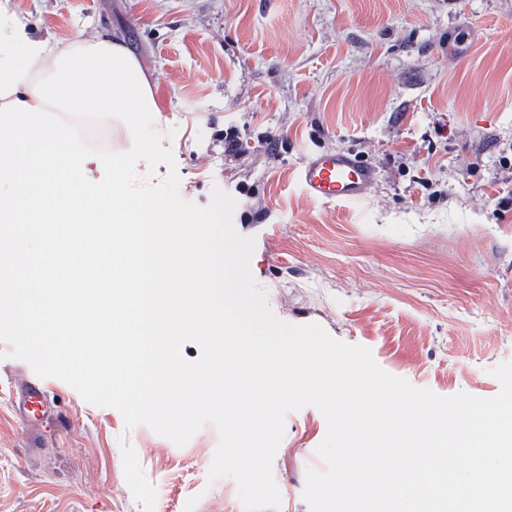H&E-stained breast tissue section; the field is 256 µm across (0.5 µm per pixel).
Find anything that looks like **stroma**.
Wrapping results in <instances>:
<instances>
[{
  "label": "stroma",
  "instance_id": "stroma-1",
  "mask_svg": "<svg viewBox=\"0 0 512 512\" xmlns=\"http://www.w3.org/2000/svg\"><path fill=\"white\" fill-rule=\"evenodd\" d=\"M60 44L97 23L152 70L154 127L179 194L237 201L250 269L274 315L369 348L387 373L441 396L492 398L512 362V0H11ZM483 40L448 54L455 28ZM94 154L127 146L120 117L83 124ZM237 148H229V139ZM316 152L376 171L364 203L309 198ZM181 369L219 352L175 338ZM0 341V512H245L235 480H210L212 424L184 446L37 378ZM45 411L23 415L26 382ZM327 426L289 413L273 462L278 512H309L308 469Z\"/></svg>",
  "mask_w": 512,
  "mask_h": 512
}]
</instances>
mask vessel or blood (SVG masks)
I'll return each mask as SVG.
<instances>
[{
    "instance_id": "vessel-or-blood-1",
    "label": "vessel or blood",
    "mask_w": 512,
    "mask_h": 512,
    "mask_svg": "<svg viewBox=\"0 0 512 512\" xmlns=\"http://www.w3.org/2000/svg\"><path fill=\"white\" fill-rule=\"evenodd\" d=\"M297 179L304 192L318 201L356 204L365 201L376 173L351 154L318 152L304 160Z\"/></svg>"
}]
</instances>
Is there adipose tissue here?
Instances as JSON below:
<instances>
[{"instance_id":"1","label":"adipose tissue","mask_w":512,"mask_h":512,"mask_svg":"<svg viewBox=\"0 0 512 512\" xmlns=\"http://www.w3.org/2000/svg\"><path fill=\"white\" fill-rule=\"evenodd\" d=\"M0 40L24 60L18 68L0 59V183L8 185L0 226L16 240L44 237L47 247L43 256L0 248V288L10 289L16 315L56 351L77 355L86 326L72 313L91 305L123 339L112 372L136 391L139 407L187 387L223 401L241 438L236 453L248 457L260 438L250 421L272 408L269 350L244 342L243 324L220 314L207 241L190 235L181 216L130 196L122 177L127 159L152 151L144 129L157 106L146 71L119 31L101 28L62 47L35 34L7 0ZM56 112L121 114L127 155L107 158L111 181L91 187L80 178L86 149L72 125L52 121ZM90 253L101 275L86 288L70 266H86ZM183 328L213 337L223 359L177 370L172 336Z\"/></svg>"}]
</instances>
